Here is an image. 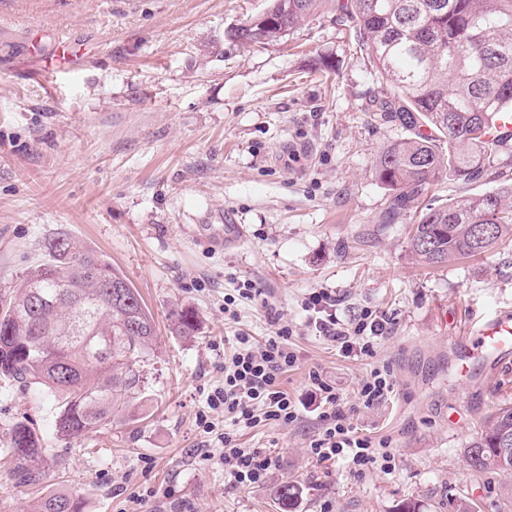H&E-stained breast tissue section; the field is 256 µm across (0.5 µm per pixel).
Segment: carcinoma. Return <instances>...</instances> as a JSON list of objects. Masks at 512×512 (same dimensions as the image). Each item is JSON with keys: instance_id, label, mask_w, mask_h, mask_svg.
Segmentation results:
<instances>
[{"instance_id": "cac0c4a2", "label": "carcinoma", "mask_w": 512, "mask_h": 512, "mask_svg": "<svg viewBox=\"0 0 512 512\" xmlns=\"http://www.w3.org/2000/svg\"><path fill=\"white\" fill-rule=\"evenodd\" d=\"M328 6L392 87L370 101L371 121L409 132L375 165L395 193L392 218L442 177L462 186L482 178L508 149V139L490 134L499 113H512V0H271L227 36L244 46L276 43ZM498 177L490 191L421 207L408 233L413 259L438 266L512 242V177ZM45 256L23 273L16 294L0 299V379L56 397L57 435L77 437L144 386V367L156 354L154 321L138 291L95 250L62 233L46 243ZM29 284L46 298L32 314L19 310ZM172 318L177 335H196L192 310ZM500 448H512L509 401L485 416L464 448L472 476H512V455L500 459ZM44 451L28 421L13 424L5 452L20 484L40 482ZM302 493L295 482L282 483L280 512H295ZM33 512H83V502L49 492Z\"/></svg>"}]
</instances>
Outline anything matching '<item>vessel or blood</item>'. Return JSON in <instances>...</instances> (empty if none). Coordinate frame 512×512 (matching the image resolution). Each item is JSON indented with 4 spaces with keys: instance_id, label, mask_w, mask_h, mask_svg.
<instances>
[{
    "instance_id": "vessel-or-blood-1",
    "label": "vessel or blood",
    "mask_w": 512,
    "mask_h": 512,
    "mask_svg": "<svg viewBox=\"0 0 512 512\" xmlns=\"http://www.w3.org/2000/svg\"><path fill=\"white\" fill-rule=\"evenodd\" d=\"M455 346L452 371L459 382L471 383L475 361L495 364L512 355V315L497 313L470 322Z\"/></svg>"
}]
</instances>
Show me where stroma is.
<instances>
[{
	"mask_svg": "<svg viewBox=\"0 0 512 512\" xmlns=\"http://www.w3.org/2000/svg\"><path fill=\"white\" fill-rule=\"evenodd\" d=\"M268 5L0 0V297L68 233L138 290L158 350L126 408L78 437L56 434L53 396L0 380V512H31L55 490L82 497L85 512H277L289 480L304 488L295 512H397L405 501L456 512L463 495L480 512H512V477L474 480L463 455L481 418L512 402V368L490 377L476 362L466 387L448 366V339L468 319L512 312V248L418 265L414 215L386 224L393 193L374 173L405 135L367 112L389 84L330 10L262 48L228 37ZM246 280L262 298L225 318ZM313 288L335 291L340 318L385 314L391 334L374 357H343L305 327ZM269 302L296 328L300 360L284 388L307 403L309 371L330 376L357 433L389 441L390 469L310 459L317 422L304 410L288 426L237 428L241 447L277 462L264 485L225 478L224 416L207 434L197 415L224 381L225 338L272 333ZM178 307L195 312L196 336L175 335ZM380 364L393 393L358 407L359 380ZM18 420L53 459L35 486L17 482L3 453Z\"/></svg>",
	"mask_w": 512,
	"mask_h": 512,
	"instance_id": "1",
	"label": "stroma"
}]
</instances>
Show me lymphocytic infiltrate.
Listing matches in <instances>:
<instances>
[{"label":"lymphocytic infiltrate","instance_id":"1","mask_svg":"<svg viewBox=\"0 0 512 512\" xmlns=\"http://www.w3.org/2000/svg\"><path fill=\"white\" fill-rule=\"evenodd\" d=\"M336 302L335 292L312 289L302 303L306 328L336 344L344 357L374 356L377 344L390 332L388 320L370 309L357 318L342 320L336 314ZM270 318L277 328L264 341L246 333L234 336L232 350L224 358V382L207 395L208 410L199 416L204 432H212L208 414L218 410L236 426L251 427L261 421L287 426L297 420L299 404L281 382L300 359L291 341L294 330L283 322L279 311H271ZM308 384L319 400L318 430L307 443L309 456L319 462L342 461L356 471L388 467L393 459L389 442L357 435L344 396L335 383L321 371L313 370ZM221 442L224 450L219 459L233 486L247 489L267 482L276 467L270 454L241 447L230 432L224 433Z\"/></svg>","mask_w":512,"mask_h":512}]
</instances>
